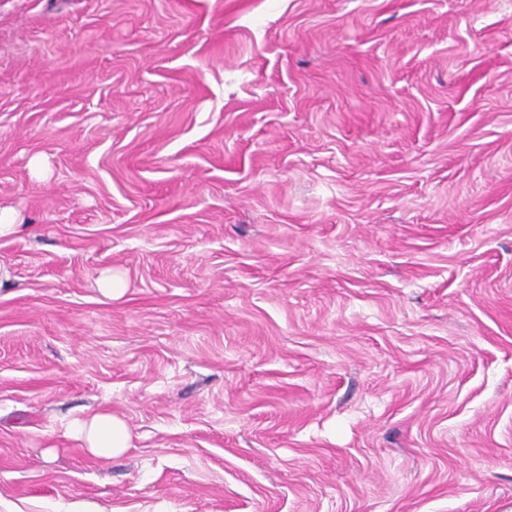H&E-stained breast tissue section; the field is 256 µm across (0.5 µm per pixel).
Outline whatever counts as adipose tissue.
Returning <instances> with one entry per match:
<instances>
[{"label": "adipose tissue", "mask_w": 512, "mask_h": 512, "mask_svg": "<svg viewBox=\"0 0 512 512\" xmlns=\"http://www.w3.org/2000/svg\"><path fill=\"white\" fill-rule=\"evenodd\" d=\"M70 429L93 457L105 463L121 456L132 445L128 423L107 411L75 420Z\"/></svg>", "instance_id": "obj_1"}]
</instances>
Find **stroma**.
Listing matches in <instances>:
<instances>
[{"instance_id":"35a3bbf8","label":"stroma","mask_w":512,"mask_h":512,"mask_svg":"<svg viewBox=\"0 0 512 512\" xmlns=\"http://www.w3.org/2000/svg\"><path fill=\"white\" fill-rule=\"evenodd\" d=\"M1 208L0 512H512V0H0ZM70 429L84 448L104 463L121 456L132 446V433L128 423L108 411L77 419L72 422Z\"/></svg>"}]
</instances>
